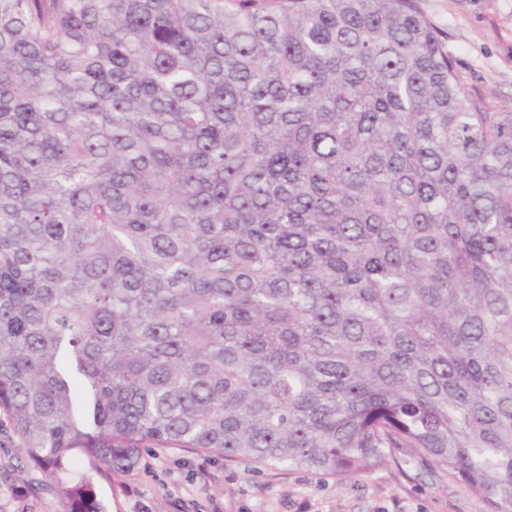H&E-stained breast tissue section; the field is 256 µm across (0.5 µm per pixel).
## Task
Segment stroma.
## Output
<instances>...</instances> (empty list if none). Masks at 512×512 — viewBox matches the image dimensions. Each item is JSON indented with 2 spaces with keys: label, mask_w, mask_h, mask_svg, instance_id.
Listing matches in <instances>:
<instances>
[{
  "label": "stroma",
  "mask_w": 512,
  "mask_h": 512,
  "mask_svg": "<svg viewBox=\"0 0 512 512\" xmlns=\"http://www.w3.org/2000/svg\"><path fill=\"white\" fill-rule=\"evenodd\" d=\"M447 35L465 88L486 103L512 100V0H421ZM102 512H484L457 482L398 453L344 483L303 471L253 472L244 462L182 448L145 451L116 474L84 458ZM0 512H67L54 482L16 446L0 414Z\"/></svg>",
  "instance_id": "1"
}]
</instances>
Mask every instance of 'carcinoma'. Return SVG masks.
<instances>
[{
  "label": "carcinoma",
  "mask_w": 512,
  "mask_h": 512,
  "mask_svg": "<svg viewBox=\"0 0 512 512\" xmlns=\"http://www.w3.org/2000/svg\"><path fill=\"white\" fill-rule=\"evenodd\" d=\"M0 414L69 512L143 448L512 512V104L420 0H0Z\"/></svg>",
  "instance_id": "obj_1"
}]
</instances>
